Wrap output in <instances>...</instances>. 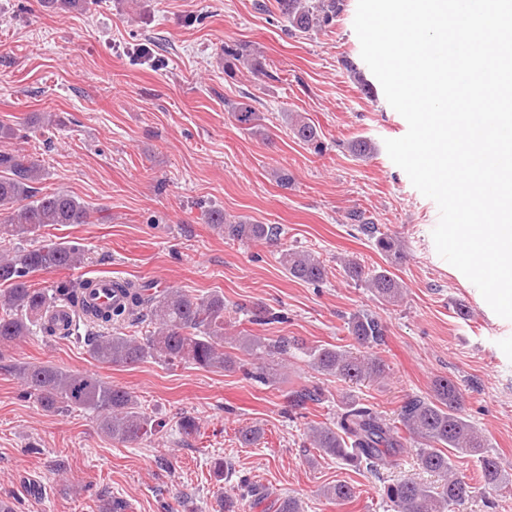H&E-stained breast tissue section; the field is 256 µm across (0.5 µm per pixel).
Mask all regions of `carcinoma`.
Listing matches in <instances>:
<instances>
[{"label": "carcinoma", "instance_id": "carcinoma-1", "mask_svg": "<svg viewBox=\"0 0 512 512\" xmlns=\"http://www.w3.org/2000/svg\"><path fill=\"white\" fill-rule=\"evenodd\" d=\"M288 32L308 36L331 27L345 10V0H278ZM246 69L252 75H267L260 52L249 45L224 46V73L234 75ZM234 120L253 135H265L258 109L249 96L231 104ZM292 130L302 142L321 149L320 135L307 118L292 116ZM346 148L358 158H370L375 145L363 137L347 142ZM39 160L0 153V284L7 285L0 295V348L35 333L50 338L83 339L92 359L100 364L132 366L148 358L169 366L192 364L203 369L230 371L242 369L245 376L264 385L278 383L268 360L299 352L308 357L317 373L344 383L358 384L385 378V364L376 348L383 343L385 326L365 311L351 314L348 332L358 346L357 352L337 346L308 347L296 337L246 336L239 347L251 356L241 364L224 351V321L243 313L256 325L285 320L262 305L251 308L228 306L224 295L197 297L179 288L152 290V284L135 285L118 281L127 301L120 308L108 307L96 314L94 324L107 325L119 319L147 324L144 336L121 332L104 335L88 331L76 335L77 323L61 325L57 310L76 309L82 290L91 286L59 281L49 288H34L29 276L36 271L71 269L84 263L85 250L78 244L50 242L36 248H21L14 241L47 226L84 224L89 210L79 199L65 191L38 193L34 184L44 177ZM347 219L357 230L375 239V245L387 256L399 258L402 251L394 235L379 231L358 210ZM207 223L224 229L232 240L273 241L279 228L229 219L224 211L208 212ZM279 263L288 274L307 284H318L326 277V268L313 252L285 247ZM348 277L365 284L380 301L396 305L403 300V285L387 269L367 271L355 259L344 261ZM26 386V395L34 398L43 411L59 414L76 409L96 415L100 430L112 440L134 444L150 439L162 424L154 422L140 407L132 392L114 385L95 373L68 370L49 362L14 366ZM324 390L318 385H303L290 392L295 410L323 401ZM464 390L454 380L436 378L431 392L411 397L401 406L397 421H391L373 407L350 395L339 400L336 423L311 425L306 432L308 446L354 468L364 467L375 473L381 467L398 465L407 443L417 448L415 465L423 473L436 477L433 482L404 478L383 488L384 498L394 512H455L473 497L475 486L458 474L452 463L457 454L473 456L479 464L480 481L489 491L512 484L509 474L496 456L486 454L484 436L472 424L464 407ZM322 496L331 503L344 505L354 496L353 487L338 482L323 487Z\"/></svg>", "mask_w": 512, "mask_h": 512}]
</instances>
